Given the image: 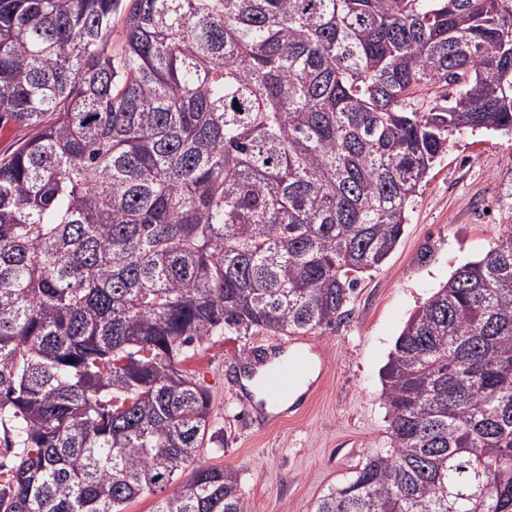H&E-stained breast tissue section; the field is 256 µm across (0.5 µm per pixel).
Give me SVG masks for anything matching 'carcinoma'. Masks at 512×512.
<instances>
[{"instance_id":"cac0c4a2","label":"carcinoma","mask_w":512,"mask_h":512,"mask_svg":"<svg viewBox=\"0 0 512 512\" xmlns=\"http://www.w3.org/2000/svg\"><path fill=\"white\" fill-rule=\"evenodd\" d=\"M456 86L412 107L418 89ZM0 512H246L183 364L349 316L462 129L512 132V0H0ZM391 449L315 512H512V226L409 318Z\"/></svg>"}]
</instances>
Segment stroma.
<instances>
[{
  "label": "stroma",
  "mask_w": 512,
  "mask_h": 512,
  "mask_svg": "<svg viewBox=\"0 0 512 512\" xmlns=\"http://www.w3.org/2000/svg\"><path fill=\"white\" fill-rule=\"evenodd\" d=\"M489 218H481L482 203ZM512 224V134L464 129L448 137L409 210L395 250L353 290L350 316L310 338L327 376L299 417L262 428L231 377L246 356L275 344L261 330L210 336L186 364L212 400L224 447L199 462L231 468L247 512H314L378 449L389 448L382 371L410 315L463 264L482 258Z\"/></svg>",
  "instance_id": "stroma-1"
}]
</instances>
